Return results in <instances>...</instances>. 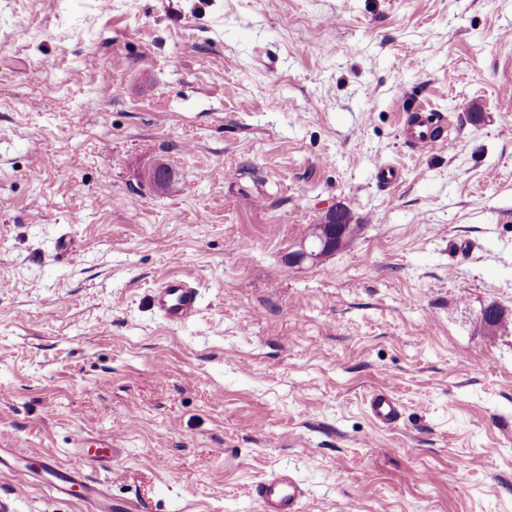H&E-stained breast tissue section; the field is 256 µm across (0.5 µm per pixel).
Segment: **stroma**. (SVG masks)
<instances>
[{"mask_svg":"<svg viewBox=\"0 0 512 512\" xmlns=\"http://www.w3.org/2000/svg\"><path fill=\"white\" fill-rule=\"evenodd\" d=\"M422 103L451 147L405 143ZM492 302L512 321V0H0V446L116 433L92 474L143 512H260L283 469L301 512H512ZM0 512L83 510L5 474ZM334 221L333 230L328 233L324 230V226L315 229L312 235L303 238L298 248L288 253V266H295L304 261H318L322 257L336 251V248L342 244L345 236L348 234V227L344 224L349 223L348 213L346 211L338 212L330 215L328 221ZM153 304L166 322L180 324L196 313L199 292L187 279L170 276L156 288ZM369 410L375 420L385 425H391L399 418L397 403L385 391H378L371 397Z\"/></svg>","mask_w":512,"mask_h":512,"instance_id":"stroma-1","label":"stroma"}]
</instances>
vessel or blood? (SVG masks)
Segmentation results:
<instances>
[{
    "instance_id": "b4317fda",
    "label": "vessel or blood",
    "mask_w": 512,
    "mask_h": 512,
    "mask_svg": "<svg viewBox=\"0 0 512 512\" xmlns=\"http://www.w3.org/2000/svg\"><path fill=\"white\" fill-rule=\"evenodd\" d=\"M404 134L408 145L416 150L444 149L449 145L445 124L436 121L433 111L422 106L411 113ZM153 304L166 322L179 324L196 313L199 292L187 279L171 276L156 289ZM369 410L375 420L386 425L396 422L399 416L397 403L384 391L371 397ZM115 441L112 434L79 435L73 442L79 460L75 466L41 451L23 454L13 448H0V472L22 473L28 485L78 502L87 512H132L127 502L112 500L106 482L87 473L88 468L111 461ZM251 494L260 512H300L305 490L293 474L283 471L253 485Z\"/></svg>"
}]
</instances>
